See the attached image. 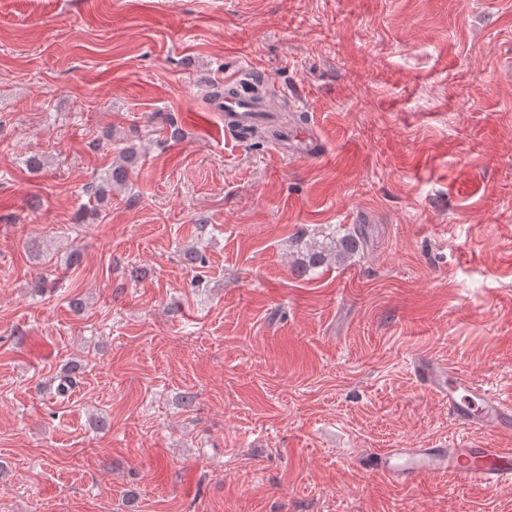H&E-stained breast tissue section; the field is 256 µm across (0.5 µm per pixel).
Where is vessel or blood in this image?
Segmentation results:
<instances>
[{
	"mask_svg": "<svg viewBox=\"0 0 512 512\" xmlns=\"http://www.w3.org/2000/svg\"><path fill=\"white\" fill-rule=\"evenodd\" d=\"M225 125L272 121L275 104L248 96L227 97L215 104ZM415 380L448 407L452 420L463 430H512V398L478 384L445 361L417 356L410 362ZM367 471L402 484L419 475H443L471 481L487 489L512 483V448L439 442L421 448H387L364 463Z\"/></svg>",
	"mask_w": 512,
	"mask_h": 512,
	"instance_id": "1",
	"label": "vessel or blood"
}]
</instances>
